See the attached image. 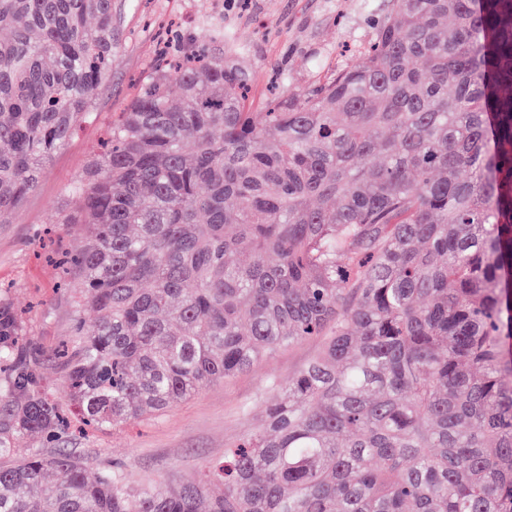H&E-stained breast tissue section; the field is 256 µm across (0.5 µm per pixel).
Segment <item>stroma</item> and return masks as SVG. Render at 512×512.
Returning <instances> with one entry per match:
<instances>
[{
    "instance_id": "obj_1",
    "label": "stroma",
    "mask_w": 512,
    "mask_h": 512,
    "mask_svg": "<svg viewBox=\"0 0 512 512\" xmlns=\"http://www.w3.org/2000/svg\"><path fill=\"white\" fill-rule=\"evenodd\" d=\"M121 11L120 48L112 71L94 98L81 130L46 163L34 192L0 221V284L5 304L22 320L14 337V369L35 368L44 389L64 399L66 374L58 350L71 343L78 310L70 277L53 254L82 246L76 224L60 223L77 208L69 188L99 150L112 114L138 77L156 63L161 27L174 21V48L204 46L210 55L234 61L253 80L262 99L271 83L304 93L326 76L359 61L390 0H114ZM321 348L306 341L275 351L237 376L211 383L166 412L124 422L116 429L84 435L64 433L42 451L72 453L88 477L119 470L133 485L177 486L224 450L259 429L266 415L263 396L287 382Z\"/></svg>"
}]
</instances>
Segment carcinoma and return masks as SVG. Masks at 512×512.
<instances>
[{
  "label": "carcinoma",
  "mask_w": 512,
  "mask_h": 512,
  "mask_svg": "<svg viewBox=\"0 0 512 512\" xmlns=\"http://www.w3.org/2000/svg\"><path fill=\"white\" fill-rule=\"evenodd\" d=\"M116 24L112 0H0V216L92 111ZM253 104L230 60L162 59L71 185L94 317L67 404L32 371L0 386V512H512V0H393L364 62ZM15 333L0 310V360ZM307 340L265 425L176 488L18 452Z\"/></svg>",
  "instance_id": "obj_1"
}]
</instances>
